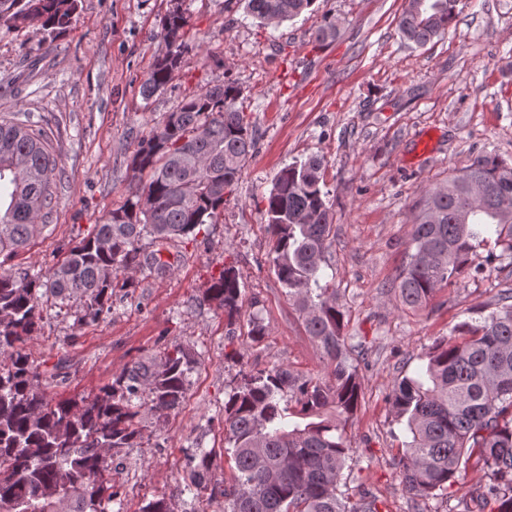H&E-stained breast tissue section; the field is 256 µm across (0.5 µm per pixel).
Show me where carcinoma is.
<instances>
[{"label":"carcinoma","instance_id":"obj_1","mask_svg":"<svg viewBox=\"0 0 512 512\" xmlns=\"http://www.w3.org/2000/svg\"><path fill=\"white\" fill-rule=\"evenodd\" d=\"M79 0H0V22L65 28ZM265 25L281 24L315 0H245ZM457 0H411L398 20L404 40L422 47L448 30ZM188 20L168 11L161 35L167 51L140 85L144 99L164 90L180 66V37ZM232 83L207 86L138 139L134 174L150 179L135 198L112 210L46 275L0 273V512H54L51 485L68 495V512H105L112 502V463L142 438L138 418L163 417L183 402L193 354L177 346L160 361H135L93 397L54 401L40 388L41 373L26 350L40 328L42 298L78 304V322L97 321L116 288H130L129 269L157 275L171 267L166 245L213 224L224 196L238 182L256 141L237 107ZM324 160L310 156L282 168L266 197L272 264L325 360L326 375L305 378L282 365L242 373L224 402V442L234 474L224 487H208L210 453L200 452L192 484L208 499H224V512H379L363 494L344 500L339 485L354 452L347 422L362 402L358 364L344 333L345 313L321 264L334 234ZM44 133L29 121L0 122V256L26 248L45 225L51 185L60 175ZM512 165L492 153L429 189L416 217L407 262L394 284L407 310L425 306L437 288L473 265L495 235L501 256L512 259ZM148 238L156 249L140 246ZM207 299L228 320L241 314L236 270L224 268ZM416 375L403 376L389 394L406 441L399 454L402 489L421 504L448 489L471 465L489 482L473 497L490 512H512V289L498 291L496 309L457 326L426 354ZM139 402H134V399Z\"/></svg>","mask_w":512,"mask_h":512}]
</instances>
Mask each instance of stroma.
<instances>
[{"label":"stroma","instance_id":"obj_1","mask_svg":"<svg viewBox=\"0 0 512 512\" xmlns=\"http://www.w3.org/2000/svg\"><path fill=\"white\" fill-rule=\"evenodd\" d=\"M180 3L188 17L182 63L148 100L140 85L166 51L161 25L171 0H79L62 30L0 25V119L29 113L62 170L44 230L0 270L46 272L122 206L138 188L128 168L137 138L185 96L235 83L256 136L218 221L165 251L169 272L133 271L134 287L115 289L110 312L90 324L79 323L76 308L43 302L41 328L26 345L41 385L54 399L91 396L135 360L161 358L177 344L189 350L198 364L182 405L164 419L143 417L141 445L124 449L106 510L141 512L162 497L174 512H224L223 500L208 501L190 476L204 449L207 482L232 478L224 402L242 370L278 364L324 374L321 351L270 263L265 215L275 175L321 156L336 229L325 277L338 291L347 335L365 337L367 350L364 401L346 427L356 451L340 490L351 502L374 493L382 512H415L398 478L404 432L388 396L423 368L435 340L493 310L498 290L512 287V269L495 260L484 274H462L417 312L401 309L393 283L426 190L483 152L512 164V0H457L447 33L423 47L397 30L406 0H315L277 26L260 25L241 0ZM328 16L337 35L315 42ZM226 266L242 292L233 323L206 298ZM253 314L267 329L258 343L248 336ZM487 481L483 469L468 467L425 512H466Z\"/></svg>","mask_w":512,"mask_h":512}]
</instances>
